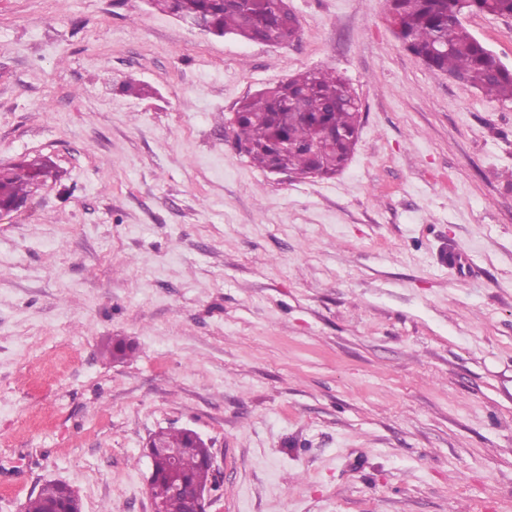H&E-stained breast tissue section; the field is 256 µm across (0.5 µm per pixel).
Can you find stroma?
I'll return each mask as SVG.
<instances>
[{
  "instance_id": "1",
  "label": "stroma",
  "mask_w": 512,
  "mask_h": 512,
  "mask_svg": "<svg viewBox=\"0 0 512 512\" xmlns=\"http://www.w3.org/2000/svg\"><path fill=\"white\" fill-rule=\"evenodd\" d=\"M288 5L273 46L0 0V162L63 174L0 222V512L47 480L150 512L162 428L211 443L208 512H512V103L416 60L385 0ZM462 23L512 68V18ZM324 69L361 105L341 173L235 148L243 99Z\"/></svg>"
}]
</instances>
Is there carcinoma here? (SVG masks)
<instances>
[{
    "instance_id": "1",
    "label": "carcinoma",
    "mask_w": 512,
    "mask_h": 512,
    "mask_svg": "<svg viewBox=\"0 0 512 512\" xmlns=\"http://www.w3.org/2000/svg\"><path fill=\"white\" fill-rule=\"evenodd\" d=\"M160 10L196 23L201 31L222 38L228 34L248 41L285 44L299 31L297 18L277 16L275 0H151ZM388 20L396 38L418 61L481 91L491 99L512 102V70L503 65L462 24L466 14L512 17V0H387ZM360 108L346 80L327 70L296 75L245 99L233 127L238 149L259 167L304 176H330L345 167L358 139ZM292 148L284 151L282 141ZM58 177L48 157L22 159L0 167V207L24 204L40 184ZM112 359L135 352L132 342L112 339ZM154 444L184 449L177 470L167 460L153 457L154 494L163 498L164 512H186L185 500L169 495L170 475L194 486L212 485L206 464L210 455L196 433L160 429ZM69 485L45 482L27 499L23 512H75Z\"/></svg>"
}]
</instances>
